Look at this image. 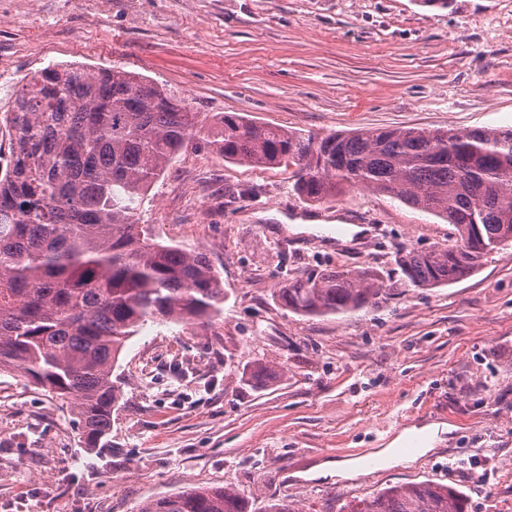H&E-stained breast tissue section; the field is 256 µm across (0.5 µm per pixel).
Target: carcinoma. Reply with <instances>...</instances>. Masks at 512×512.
Returning a JSON list of instances; mask_svg holds the SVG:
<instances>
[{
  "label": "carcinoma",
  "instance_id": "obj_1",
  "mask_svg": "<svg viewBox=\"0 0 512 512\" xmlns=\"http://www.w3.org/2000/svg\"><path fill=\"white\" fill-rule=\"evenodd\" d=\"M11 170L0 176V372L18 370L74 400L84 443H108L121 398L112 373L149 322L204 324L224 311V279L208 254L163 243L139 204L197 137L226 161L295 167L293 192L313 204L346 188L383 193L454 227V242L401 250L417 288L475 273L512 242V128L401 127L313 137L226 113L206 126L185 101L120 67L55 65L6 110ZM373 267L289 279L280 305L302 316L344 314L385 299ZM141 512H248L232 487H199ZM350 512H465L457 490L392 485Z\"/></svg>",
  "mask_w": 512,
  "mask_h": 512
}]
</instances>
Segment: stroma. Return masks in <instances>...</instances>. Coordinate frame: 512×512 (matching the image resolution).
<instances>
[{"label": "stroma", "mask_w": 512, "mask_h": 512, "mask_svg": "<svg viewBox=\"0 0 512 512\" xmlns=\"http://www.w3.org/2000/svg\"><path fill=\"white\" fill-rule=\"evenodd\" d=\"M55 64L121 67L207 119L239 113L317 137L512 128V0H0V108ZM292 183L291 167L229 163L204 140L156 181L143 223L219 263L224 311L128 339L104 448L86 447L70 400L0 372V512H140L227 485L251 512L272 500L346 512L422 481L460 491L466 512H512V468L485 483L448 467L512 457V245L465 279L414 288L396 252L447 242L451 224L362 188L310 205ZM300 216L320 222L291 232ZM332 219L361 230L325 238ZM364 265L390 289L376 306L300 316L275 298L287 279ZM402 414L454 430L408 464L300 479L387 447Z\"/></svg>", "instance_id": "35a3bbf8"}]
</instances>
